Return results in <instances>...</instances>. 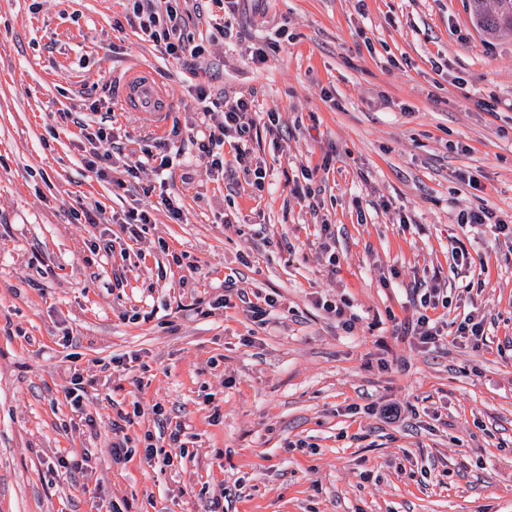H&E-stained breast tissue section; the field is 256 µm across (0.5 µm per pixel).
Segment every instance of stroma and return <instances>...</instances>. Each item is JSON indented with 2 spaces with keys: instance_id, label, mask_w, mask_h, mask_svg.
I'll return each instance as SVG.
<instances>
[{
  "instance_id": "stroma-1",
  "label": "stroma",
  "mask_w": 512,
  "mask_h": 512,
  "mask_svg": "<svg viewBox=\"0 0 512 512\" xmlns=\"http://www.w3.org/2000/svg\"><path fill=\"white\" fill-rule=\"evenodd\" d=\"M131 8L0 0V512H208L224 493L226 512H512V243L457 221L512 215V35L483 36L468 0H240L223 34L211 2L184 13L185 37L210 50L191 66L143 40ZM133 63L156 71L184 128L200 120L195 85L254 95L244 138L264 191L184 149L176 224L154 172L129 192L91 178L80 127L98 125ZM112 125L125 162L156 134L140 112ZM94 206L103 223L74 219ZM137 206L155 218L137 235L111 223ZM103 239L112 254L91 251ZM455 244L470 265L454 266ZM228 276L278 298L273 324L234 296L194 307ZM435 276L449 329L479 315L485 341L423 349L403 335L415 279ZM121 356L140 368L108 369ZM75 368L91 427L64 396ZM136 399L189 424L176 472L113 462L112 421ZM387 403L400 422L377 415ZM85 451L88 467L55 468Z\"/></svg>"
}]
</instances>
